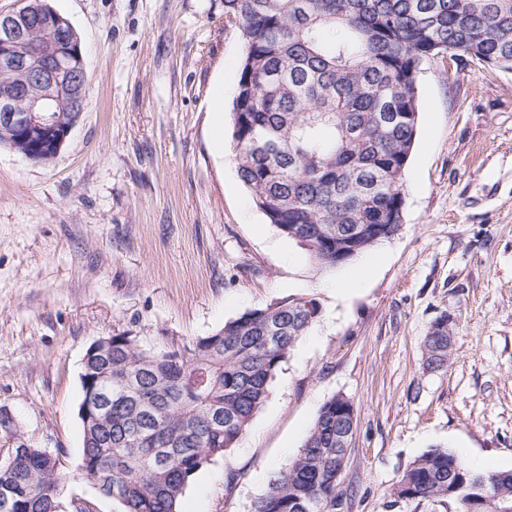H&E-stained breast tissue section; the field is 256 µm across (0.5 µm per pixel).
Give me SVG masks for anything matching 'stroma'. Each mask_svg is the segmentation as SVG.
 I'll return each mask as SVG.
<instances>
[{"label":"stroma","mask_w":512,"mask_h":512,"mask_svg":"<svg viewBox=\"0 0 512 512\" xmlns=\"http://www.w3.org/2000/svg\"><path fill=\"white\" fill-rule=\"evenodd\" d=\"M49 2L81 36L88 105L51 163L0 147V410L59 457L65 512H122L78 468L94 341L177 347L287 297L319 316L181 512H252L339 393L357 415L342 512H458L394 494L436 447L512 470V73L426 67L400 234L322 273L253 206L232 143L215 146L212 104H231L243 52L224 0ZM442 315L451 353L430 371L423 337Z\"/></svg>","instance_id":"35a3bbf8"}]
</instances>
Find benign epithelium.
Wrapping results in <instances>:
<instances>
[{"label": "benign epithelium", "instance_id": "benign-epithelium-1", "mask_svg": "<svg viewBox=\"0 0 512 512\" xmlns=\"http://www.w3.org/2000/svg\"><path fill=\"white\" fill-rule=\"evenodd\" d=\"M33 27L51 38L33 43ZM78 44L69 19L41 0L0 11V69L25 75L20 83L0 87V136L28 143L33 162L56 158L86 109Z\"/></svg>", "mask_w": 512, "mask_h": 512}]
</instances>
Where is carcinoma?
<instances>
[{
    "label": "carcinoma",
    "instance_id": "obj_1",
    "mask_svg": "<svg viewBox=\"0 0 512 512\" xmlns=\"http://www.w3.org/2000/svg\"><path fill=\"white\" fill-rule=\"evenodd\" d=\"M224 23L244 46L231 107L238 178L321 270L401 231L424 67L448 56L512 70V0H224ZM318 316L313 298L284 300L176 349L113 334L112 358L81 374L79 409L112 393L109 409L80 415L84 478L123 512H179L196 475L235 447ZM423 348L428 370L448 365V317L432 322ZM355 425L353 400L333 395L252 512H336ZM15 436L18 422L0 410V499L11 512H61L59 458L33 445L12 454ZM395 494L456 502L460 512H484L492 498L512 512V470L476 474L433 448L405 468Z\"/></svg>",
    "mask_w": 512,
    "mask_h": 512
}]
</instances>
